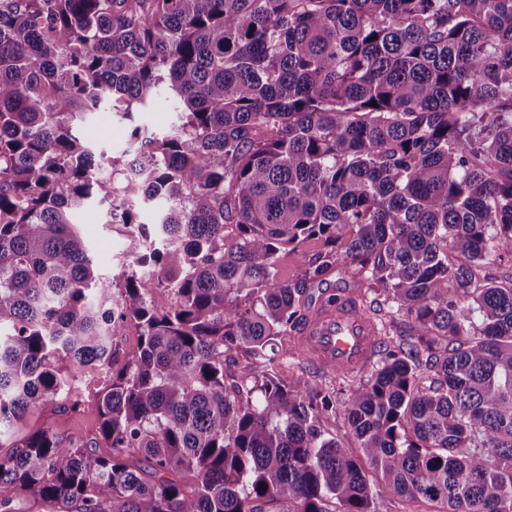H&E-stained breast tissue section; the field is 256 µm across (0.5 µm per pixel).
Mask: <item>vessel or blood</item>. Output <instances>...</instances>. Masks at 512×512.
Masks as SVG:
<instances>
[{"mask_svg":"<svg viewBox=\"0 0 512 512\" xmlns=\"http://www.w3.org/2000/svg\"><path fill=\"white\" fill-rule=\"evenodd\" d=\"M305 340L319 363L358 367L373 356L374 338L368 326L346 307L310 325Z\"/></svg>","mask_w":512,"mask_h":512,"instance_id":"obj_1","label":"vessel or blood"}]
</instances>
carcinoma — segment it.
Masks as SVG:
<instances>
[{
  "label": "carcinoma",
  "instance_id": "cac0c4a2",
  "mask_svg": "<svg viewBox=\"0 0 512 512\" xmlns=\"http://www.w3.org/2000/svg\"><path fill=\"white\" fill-rule=\"evenodd\" d=\"M164 85L170 133L82 144ZM116 198L114 298L72 216ZM511 252L512 0H0V425L79 408L60 357L110 374L97 440L0 456V512H512ZM342 300L375 357L311 382Z\"/></svg>",
  "mask_w": 512,
  "mask_h": 512
}]
</instances>
